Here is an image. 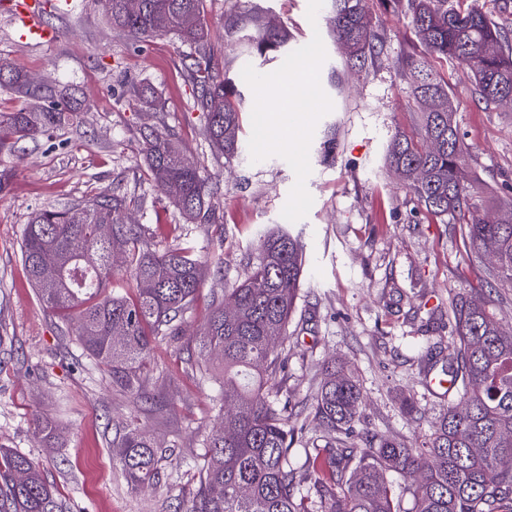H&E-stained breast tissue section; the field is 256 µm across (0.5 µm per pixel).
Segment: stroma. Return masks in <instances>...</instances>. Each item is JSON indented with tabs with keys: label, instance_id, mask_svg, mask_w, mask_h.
<instances>
[{
	"label": "stroma",
	"instance_id": "obj_1",
	"mask_svg": "<svg viewBox=\"0 0 512 512\" xmlns=\"http://www.w3.org/2000/svg\"><path fill=\"white\" fill-rule=\"evenodd\" d=\"M262 7L267 21L287 28L284 54L265 59L247 40L224 43V17ZM210 42L231 75H243L240 148L225 160L209 141L202 113L190 108L183 73L192 51L170 32L137 40L107 21L105 0H80L62 16L46 10L57 42H15L10 16L0 11V59L35 78L69 88L84 107L74 123L19 140L0 159L11 174L0 192V446L25 454L53 483L63 512H183L203 459L200 434L216 423L217 382L185 370L193 341L214 298L243 275L260 234L281 226L298 236L306 257L304 283L289 324L288 363L278 376L283 395L308 428L293 446L296 463L320 434L314 399L321 367L338 362L359 377L362 420L373 432L418 446L448 408L428 390L421 357L446 346L454 330L450 299L480 295L512 331V288L485 279L469 260L460 227L429 215L384 157L399 132L420 136V106L408 79L409 59L425 55L406 7L365 0L380 36L379 55L354 69L344 62L327 23V0H205ZM459 103L464 169L478 186L489 220L512 199V101L488 104L474 92L469 69L433 60ZM318 84L313 111L289 131L296 149L261 140L255 109L272 101L280 79ZM152 88L157 109L131 90ZM172 130L202 176L217 181L216 224H190L155 188L140 150L151 130ZM335 137L333 159L325 142ZM126 193L130 221L160 227L157 249L183 240L202 253L205 275L178 340L155 343L140 397L113 391L104 366L89 360L75 337L30 288L20 256L22 229L32 212L61 208L103 190ZM420 411L407 414L405 397ZM59 428L45 447L32 417ZM136 420L166 446L168 477L131 489L112 441Z\"/></svg>",
	"mask_w": 512,
	"mask_h": 512
}]
</instances>
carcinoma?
Segmentation results:
<instances>
[{
	"instance_id": "carcinoma-1",
	"label": "carcinoma",
	"mask_w": 512,
	"mask_h": 512,
	"mask_svg": "<svg viewBox=\"0 0 512 512\" xmlns=\"http://www.w3.org/2000/svg\"><path fill=\"white\" fill-rule=\"evenodd\" d=\"M331 34L346 51V63L363 66L378 52V35L366 20L362 0H331ZM412 23L427 52L466 65L475 93L487 104L512 97L508 35L481 11L455 9L448 0H407ZM112 28L133 38L172 32L193 48L184 78L193 87L191 108L204 115L214 149L238 151L241 94L209 44L204 0H141L132 14L126 0H111ZM247 40L260 56L278 54L288 30L265 23L257 13L224 17V37ZM492 41L502 51L482 53ZM413 92L422 106L424 143L397 135L386 164L409 181L425 210L461 225L475 258H489L485 276L512 288V205L500 222L482 215L478 187L467 177L456 107L425 61L408 64ZM0 87L44 98L40 108L0 113V157L18 140L69 123L80 112L68 93L39 89L27 74L0 61ZM155 187L174 191L173 200L192 224L217 222L212 189L187 160L168 131L145 136L141 148ZM126 198L112 191L40 209L25 224L20 243L28 281L41 304L72 333L89 359L104 365L112 387L133 398L153 344L175 340L202 285L203 262L191 241L153 248L142 224L124 223ZM134 282L133 294L107 291L115 253ZM300 241L273 229L260 237L244 277L212 301L203 331L195 338L196 359L188 363L201 380H217L224 418L201 435L206 448L197 487L186 512H401V494L390 481L398 474L415 481L409 512H512V333L481 302L455 301V328L448 338L442 372L450 377L448 410L412 448L403 440L372 434L361 426L363 396L354 372L326 366L315 396V417L325 445L293 459L297 414L279 399L277 374L286 367L288 319L303 280ZM116 447L133 487L156 485L168 457L137 423L124 426ZM58 490L26 455L0 453V512H61Z\"/></svg>"
}]
</instances>
